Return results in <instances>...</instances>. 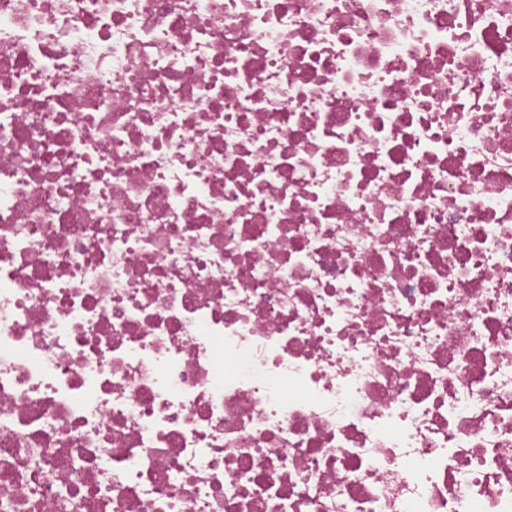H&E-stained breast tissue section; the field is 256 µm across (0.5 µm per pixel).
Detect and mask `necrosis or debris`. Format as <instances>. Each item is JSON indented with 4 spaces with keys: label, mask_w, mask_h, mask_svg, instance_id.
<instances>
[{
    "label": "necrosis or debris",
    "mask_w": 512,
    "mask_h": 512,
    "mask_svg": "<svg viewBox=\"0 0 512 512\" xmlns=\"http://www.w3.org/2000/svg\"><path fill=\"white\" fill-rule=\"evenodd\" d=\"M0 512H512V0H0Z\"/></svg>",
    "instance_id": "4bbe7bcc"
}]
</instances>
